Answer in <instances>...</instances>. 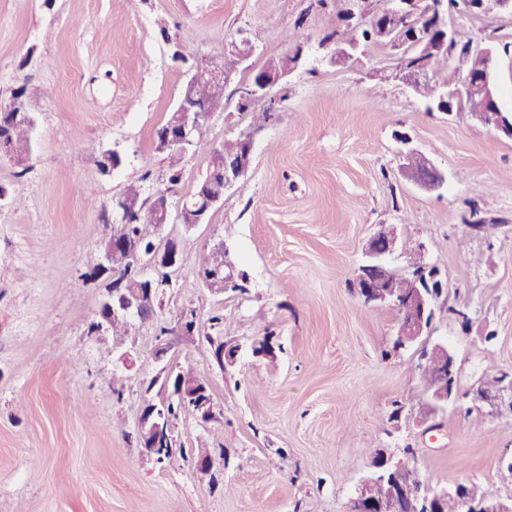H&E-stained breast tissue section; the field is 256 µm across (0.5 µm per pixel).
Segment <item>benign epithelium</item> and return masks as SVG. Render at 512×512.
<instances>
[{
    "label": "benign epithelium",
    "mask_w": 512,
    "mask_h": 512,
    "mask_svg": "<svg viewBox=\"0 0 512 512\" xmlns=\"http://www.w3.org/2000/svg\"><path fill=\"white\" fill-rule=\"evenodd\" d=\"M443 0H399L393 10V25L379 23V11L375 0H358L359 8L349 14V20L358 27L372 30L375 36L388 42L392 49L398 52L397 64L390 77L400 81L412 90L427 81L430 76V54L448 48L454 29L448 28V34L441 39L433 40L419 26L423 17L437 18L445 21L441 5ZM358 44H336L329 47L327 59L334 65L348 66L358 62L356 52ZM227 54L236 57L238 64H245L253 55L254 46L247 39L232 42L224 49ZM304 52L293 48L281 56L277 66H267L253 74L252 79L240 90L238 111L243 112L261 100L273 97L282 83L300 66ZM474 64L465 78V88L473 93H479L486 99L496 101L494 70L497 56L490 49L473 53ZM205 69L212 81L225 83L230 71L224 67V59L200 57L194 59L187 72L186 90L196 88L197 72ZM213 112L212 107H195L181 99L176 111L174 122L162 132L160 139L161 150L179 148L182 151L195 146V127L207 120ZM482 124L491 127L496 132L512 139V116L503 112H483L477 116ZM406 180L425 191L438 189L445 182L443 173L431 159L424 160L418 168H402ZM215 206L209 201L205 207L192 200L183 201L178 212L179 223L190 228L201 224L205 215ZM149 214L154 221L163 225L170 219L169 203L165 192L159 190L154 194ZM122 247L137 258L135 265L130 267L134 277L113 276L112 290L109 298L101 303L110 316H118L132 322H142L147 317H154L159 304L160 286L154 278L159 269H173L178 263L173 255L177 243L167 241L161 247H153L150 252H138V244L130 237L116 232L112 235V243L102 248L99 266L107 269L112 251ZM399 250V236L394 224H382L368 240L365 262L358 268L355 276L357 294L361 300L372 306H388L400 309L404 317L397 327V337L405 345L417 342L427 335L430 328L428 316L431 314L429 301L432 300L428 290L431 286L421 279H416L417 286L409 297L401 296L398 289L386 272L390 269L388 258ZM203 284L210 288L213 283L224 285L222 292L240 294L249 291L247 276L238 272L235 266L228 263L224 268L208 275H200ZM422 359L434 363L438 369L436 390L428 397L427 410L411 411L418 423H424L429 416L447 409L448 404L455 399L454 390L458 386V368L453 350L445 343H426ZM165 373L164 381L172 385L173 395L181 402H189L195 407L196 415L204 422L216 418V407L209 393L208 385L201 379L186 382L177 378L173 372L162 368ZM470 401L475 406L486 410L490 415L512 412V373L498 374L497 386L486 391L477 385L468 392ZM171 424L164 410L150 405L143 409L140 420V439L146 454L158 461L163 459L170 440ZM385 482L395 495L407 499H416L426 505L430 500L445 496L452 492L450 488H434L429 486L412 469L407 462L395 457L387 449H381V464H371L369 473L364 476L357 487V495L353 501L352 512H384L383 505L369 502L365 498V487L372 482ZM467 512H512V499L498 498L478 504L468 500L465 503Z\"/></svg>",
    "instance_id": "7a95c632"
}]
</instances>
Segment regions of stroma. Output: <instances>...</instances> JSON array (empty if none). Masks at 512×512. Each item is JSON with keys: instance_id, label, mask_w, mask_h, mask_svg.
<instances>
[{"instance_id": "stroma-1", "label": "stroma", "mask_w": 512, "mask_h": 512, "mask_svg": "<svg viewBox=\"0 0 512 512\" xmlns=\"http://www.w3.org/2000/svg\"><path fill=\"white\" fill-rule=\"evenodd\" d=\"M337 12L336 0H0V101L24 88L35 120L25 162L0 157V512H350L371 448L414 452L433 487L491 486L512 499L511 420L451 406L428 425L391 428L394 401H425L418 351L394 349L397 312L351 286L377 225H397L447 283L429 339L454 351L460 391L511 371L512 139L379 79L395 64L388 47L330 64L319 41ZM298 22L306 57L276 91L247 173L206 223L161 230L187 261L169 271L154 319L130 336L91 334L111 282L93 270L125 187L143 185L147 205L164 190L174 211L208 169L207 150H191L170 182L155 149L186 81L168 39L214 59L243 36L255 48L224 86L225 112L208 118L218 145L248 128L239 89L288 51ZM448 23L481 49L512 42L506 12H452ZM401 134L444 173L441 189L402 178ZM106 150L121 158L107 174ZM475 216L494 228L471 231ZM218 243L247 272L248 294L200 280L195 263ZM189 311L203 330L223 312L235 365L220 368L204 339L175 334ZM268 329L272 361L251 350ZM125 351L128 367L117 361ZM184 364L219 414L174 420L173 459L160 466L139 441L144 406L162 398L147 384ZM202 442L215 459L208 473L196 466Z\"/></svg>"}]
</instances>
